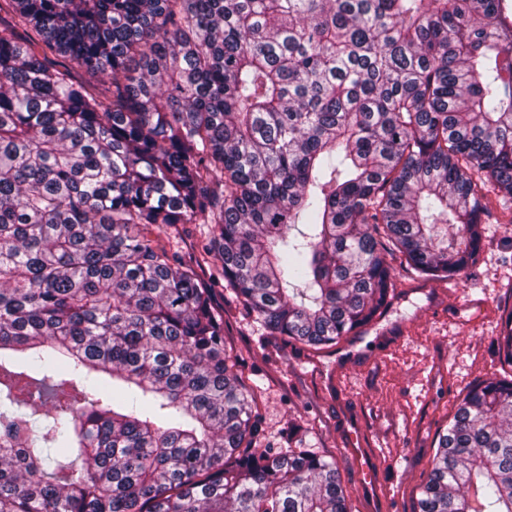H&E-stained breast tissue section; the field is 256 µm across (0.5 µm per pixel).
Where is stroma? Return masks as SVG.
<instances>
[{
    "label": "stroma",
    "instance_id": "1",
    "mask_svg": "<svg viewBox=\"0 0 512 512\" xmlns=\"http://www.w3.org/2000/svg\"><path fill=\"white\" fill-rule=\"evenodd\" d=\"M487 225L479 263L457 281L393 260L385 311L336 347L269 335L224 294V342L260 415L261 446L301 445L335 461L352 512H417L437 437L469 386L498 374L512 312V207Z\"/></svg>",
    "mask_w": 512,
    "mask_h": 512
}]
</instances>
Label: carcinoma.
Listing matches in <instances>:
<instances>
[{"label": "carcinoma", "instance_id": "cac0c4a2", "mask_svg": "<svg viewBox=\"0 0 512 512\" xmlns=\"http://www.w3.org/2000/svg\"><path fill=\"white\" fill-rule=\"evenodd\" d=\"M501 2L0 0V512H350L334 462L258 447L214 291L319 350L395 254L476 264L512 201ZM418 512H512L511 379L457 404Z\"/></svg>", "mask_w": 512, "mask_h": 512}]
</instances>
